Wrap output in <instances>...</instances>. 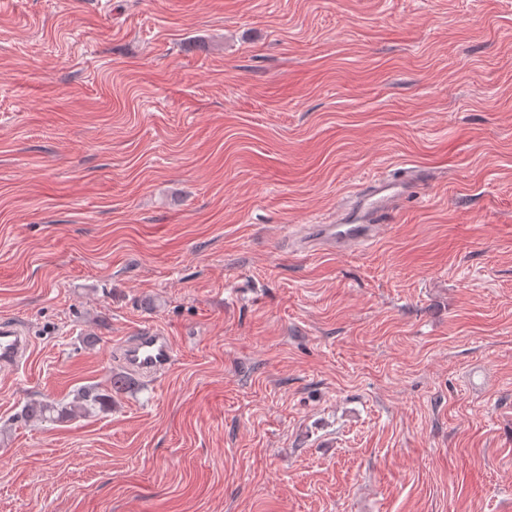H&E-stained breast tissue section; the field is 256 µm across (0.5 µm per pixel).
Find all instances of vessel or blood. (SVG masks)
I'll list each match as a JSON object with an SVG mask.
<instances>
[{"mask_svg": "<svg viewBox=\"0 0 512 512\" xmlns=\"http://www.w3.org/2000/svg\"><path fill=\"white\" fill-rule=\"evenodd\" d=\"M402 177L379 178L365 195L342 209L336 223L317 224L311 235L317 245L340 251L371 240L380 216L392 212L407 190ZM31 349L26 333L13 324L0 326V371L22 367ZM122 361L126 369L141 378L153 379L166 372L175 361L169 336L161 330L147 328L123 344Z\"/></svg>", "mask_w": 512, "mask_h": 512, "instance_id": "obj_1", "label": "vessel or blood"}]
</instances>
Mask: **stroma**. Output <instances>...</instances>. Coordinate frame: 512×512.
<instances>
[{
    "label": "stroma",
    "mask_w": 512,
    "mask_h": 512,
    "mask_svg": "<svg viewBox=\"0 0 512 512\" xmlns=\"http://www.w3.org/2000/svg\"><path fill=\"white\" fill-rule=\"evenodd\" d=\"M2 322L0 512H512V0H0ZM407 185L402 177L374 180L365 195L342 209L336 224H315L309 236L317 245L336 251L370 241L380 216L394 210ZM31 349L26 333L14 324L0 328V371H16L22 367ZM121 355L130 373L148 380L166 372L175 361L170 337L154 328L142 329L123 344ZM125 382L122 378L112 381L110 392L99 391L93 387H82L74 393L69 403L52 399L27 405L21 414L24 420L40 422H57L64 419L89 415L96 409L105 410L112 406V389H121Z\"/></svg>",
    "instance_id": "stroma-1"
}]
</instances>
